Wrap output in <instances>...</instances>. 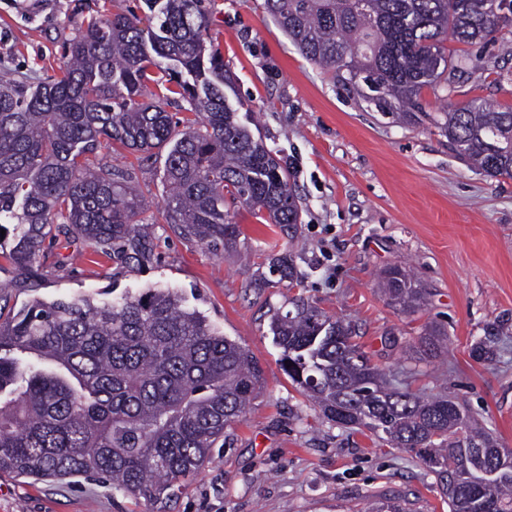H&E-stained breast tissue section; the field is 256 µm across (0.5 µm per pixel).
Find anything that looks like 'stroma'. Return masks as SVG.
Returning <instances> with one entry per match:
<instances>
[{"label": "stroma", "mask_w": 512, "mask_h": 512, "mask_svg": "<svg viewBox=\"0 0 512 512\" xmlns=\"http://www.w3.org/2000/svg\"><path fill=\"white\" fill-rule=\"evenodd\" d=\"M210 36L235 76L229 102L241 121L294 175L301 221L262 223L232 207L236 246L212 250L161 223L164 151L149 160L122 151L131 189L144 199L157 248L146 266L122 267L86 247L79 261L57 239L41 288L15 287L0 257L8 306L92 297L112 302L147 288H173L188 306L249 349L263 370L250 411L224 433L208 462L150 501L111 481L58 483L0 473V512H366L371 500L399 496L409 512H450L436 476L413 453L375 434L325 418L281 364L270 325L303 298L350 321L372 364L400 387L445 395L512 449V178L470 168L427 126L392 122L338 88L304 58L266 15L263 0H208ZM112 10V0H0V72L59 75L63 45L78 26ZM512 36L480 55L453 92L425 89L426 111L471 99L512 106ZM291 258L294 279L272 266ZM407 265L428 292L422 311L388 303L378 275ZM446 335L436 357L414 349L425 326ZM484 345L491 360L477 359Z\"/></svg>", "instance_id": "1"}]
</instances>
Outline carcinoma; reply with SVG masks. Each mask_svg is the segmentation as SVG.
<instances>
[{"label":"carcinoma","mask_w":512,"mask_h":512,"mask_svg":"<svg viewBox=\"0 0 512 512\" xmlns=\"http://www.w3.org/2000/svg\"><path fill=\"white\" fill-rule=\"evenodd\" d=\"M112 0V13L77 28L61 75L0 77V230L12 224L8 254L17 288L41 277V260L62 235L90 242L116 263L145 265L153 239L129 172L87 155L117 147L168 148L164 223L185 240L234 245L239 202L269 224L300 223L283 164L229 103L232 74L207 44L204 0H144L146 19ZM265 12L307 60L345 91L395 122L427 125L458 157L490 177L512 178V107L473 99L427 112L422 91H453L469 62L449 56L447 34L486 48L512 31V0H264ZM181 99L184 129L157 102ZM385 295L401 311L426 305V290L403 267L385 269ZM0 351L46 360L35 369L0 356V472L44 481L108 478L134 496L162 501L197 472L224 430L245 414L261 369L182 296L147 288L112 303L91 298L33 301L3 317ZM271 330L288 377L330 421L363 427L415 454L435 473L451 512H512V450L476 427L448 397L390 386L353 342L354 329L299 299ZM444 333L426 330L417 354L435 355ZM463 439L456 437L462 426ZM367 512H405L383 498Z\"/></svg>","instance_id":"obj_1"}]
</instances>
